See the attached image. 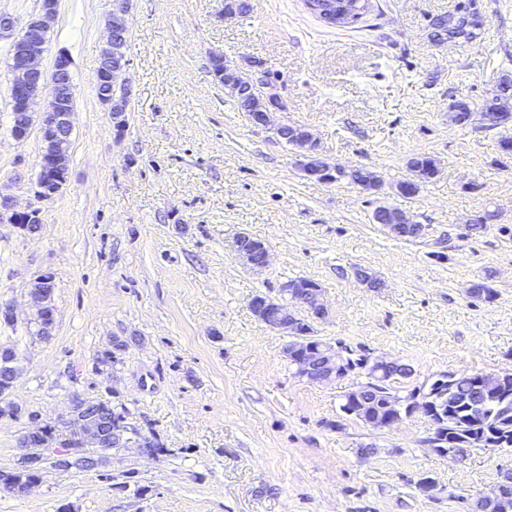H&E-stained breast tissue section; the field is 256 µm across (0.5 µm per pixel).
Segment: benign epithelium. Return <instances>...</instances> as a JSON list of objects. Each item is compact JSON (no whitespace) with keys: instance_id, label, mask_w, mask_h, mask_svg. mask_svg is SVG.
I'll list each match as a JSON object with an SVG mask.
<instances>
[{"instance_id":"obj_1","label":"benign epithelium","mask_w":512,"mask_h":512,"mask_svg":"<svg viewBox=\"0 0 512 512\" xmlns=\"http://www.w3.org/2000/svg\"><path fill=\"white\" fill-rule=\"evenodd\" d=\"M116 6L112 12V20L108 23V38L101 54V62L112 65L113 92L104 94L101 104L110 112L112 123L118 133L126 128L125 114L129 111L132 95L131 83L124 77L127 64L126 40L129 32V6L128 0H115ZM359 4L354 0H320L312 4V9L321 14L330 22L343 21L357 11ZM59 0H42L40 12L29 17L23 27H18L14 16L9 13H0V37L12 40L13 59L11 66L10 98L13 109L14 126L13 137L18 140L26 139L34 126V104L39 93L45 87H50L52 100L48 111L42 113L40 132L45 144L40 172L36 182V196L41 200H49L55 196L67 182L68 154L72 144V114L74 107L70 100L74 98V87L66 81L71 60L65 53H58L51 67L46 71L42 62L47 53L48 33L51 23L58 13ZM224 75L229 83L247 84L253 86L259 80L250 76L237 63L224 60ZM461 102L457 101L450 106L452 120L457 125H466L479 116L482 126L492 123V116L484 112H460ZM275 111H284L281 99H276L264 112H253L249 116L251 124L265 129L280 137L284 124L272 123L270 114ZM318 143L313 135H308L298 147L297 165L307 177H314L320 181L333 182V174L346 169L344 165H330L322 161L317 153ZM37 217V210L33 208L20 209L15 198L0 192V222L18 224L23 228H30ZM388 232L397 237L414 233L424 237L425 227L414 223L409 216L403 217L400 224L386 225ZM232 249L237 257L247 266L255 270H262L268 266L269 248L266 244H257L253 237L243 232L236 236ZM52 275L45 272L38 275L30 290L32 304L36 309L38 320L42 322L43 334L51 335L54 326V311L51 307ZM293 298L294 308L268 297L263 296L249 303L253 315L276 331H283L292 337L290 345L298 347L309 342V335L313 323L328 315V310L322 302V294L314 295L297 290L289 291ZM6 369L0 375V387L7 389L13 386L18 376L15 365V354L10 350L0 352ZM359 358L362 372L368 382L354 390L355 398L362 403L365 400L364 392L371 383H378L372 370L378 367H387L390 362L369 354H356L352 349L338 343L326 348L322 356H305L299 363L302 375L318 382H328L339 379L346 372L347 360ZM509 373H483L479 375L481 386L486 390H497L511 378ZM453 375L441 376L431 382L416 385L405 397H395L396 408L390 413L383 427L390 428L403 418L414 413H421L435 424L443 419L442 404L436 399L437 389L440 385L451 383ZM72 405L82 407V412L71 410L68 418L61 420V432L80 442L79 448H63L59 445H49L41 441L45 430V423L38 416H30L32 428L26 435L27 450L21 457V462L36 473V480L20 488L16 496L23 497L38 484L45 471V461L48 458L57 459V466L61 469L72 467H85L89 465L92 456L83 452L91 448L94 453L114 454L118 449L130 444L139 443V435L134 431L127 432V438L114 441L104 426L103 420L91 419L94 413L93 403L89 400L75 399ZM480 505L493 512H508L512 507V469L501 471V477L493 489L487 494L477 498Z\"/></svg>"}]
</instances>
